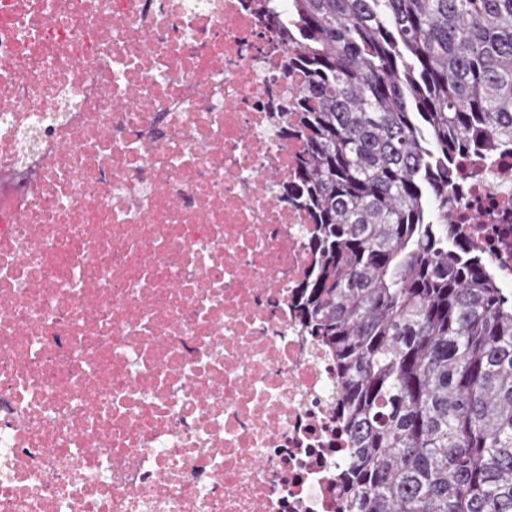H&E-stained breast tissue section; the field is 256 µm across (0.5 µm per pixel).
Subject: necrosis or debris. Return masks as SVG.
I'll return each instance as SVG.
<instances>
[{
	"instance_id": "obj_1",
	"label": "necrosis or debris",
	"mask_w": 512,
	"mask_h": 512,
	"mask_svg": "<svg viewBox=\"0 0 512 512\" xmlns=\"http://www.w3.org/2000/svg\"><path fill=\"white\" fill-rule=\"evenodd\" d=\"M269 0H0V512H343ZM453 208L512 288V145Z\"/></svg>"
}]
</instances>
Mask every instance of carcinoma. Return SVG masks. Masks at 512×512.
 <instances>
[{
    "mask_svg": "<svg viewBox=\"0 0 512 512\" xmlns=\"http://www.w3.org/2000/svg\"><path fill=\"white\" fill-rule=\"evenodd\" d=\"M287 26L295 310L337 371L348 512H512V295L451 216L453 159L512 143V0H291Z\"/></svg>",
    "mask_w": 512,
    "mask_h": 512,
    "instance_id": "1",
    "label": "carcinoma"
}]
</instances>
